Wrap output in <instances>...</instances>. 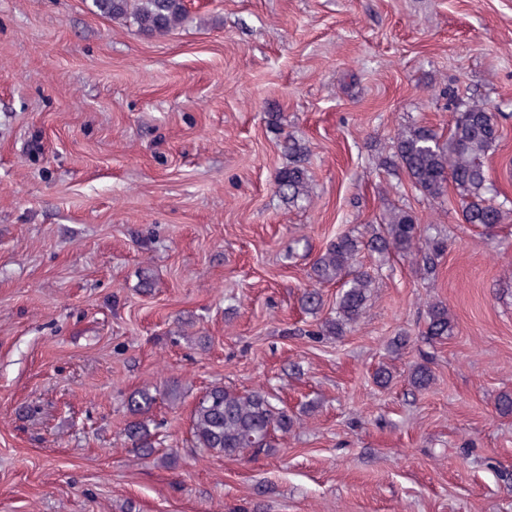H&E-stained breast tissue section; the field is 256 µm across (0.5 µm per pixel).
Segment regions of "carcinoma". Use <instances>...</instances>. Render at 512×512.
Segmentation results:
<instances>
[{
  "instance_id": "obj_1",
  "label": "carcinoma",
  "mask_w": 512,
  "mask_h": 512,
  "mask_svg": "<svg viewBox=\"0 0 512 512\" xmlns=\"http://www.w3.org/2000/svg\"><path fill=\"white\" fill-rule=\"evenodd\" d=\"M92 5L99 14L129 22L147 35L164 36L188 15L186 0H92ZM501 117L486 103L472 98L453 112L446 136L426 124L397 134L380 166L393 175L404 176L417 195L430 202L445 201L448 187H454L459 195L455 213L461 223L491 233L512 220V208L494 202V185L484 165L501 136ZM280 146L288 155V165L276 172L275 190L285 203L296 205L309 198L310 149L288 135ZM447 251L448 241L424 233L419 218L403 206L384 210L357 235L337 234L314 257L307 273L309 284L300 297L301 307L315 314L324 307L317 285H339L334 312L322 319L314 335L339 339L363 317L376 283L374 268L364 263V258L382 260L395 255L423 275L433 277ZM454 326L447 302L436 299L427 306L422 331L425 339L441 341L453 333ZM435 381V371L428 361L413 365L407 375L415 396L427 392ZM159 397L176 403L180 398L178 385H170L159 395L141 389L127 399L130 420L126 433L133 447L144 454L155 453V440L139 416ZM296 423V417L274 404L271 394L261 388L237 391L214 385L191 410L190 434L193 447L201 452L231 458L271 450L277 434H288Z\"/></svg>"
}]
</instances>
